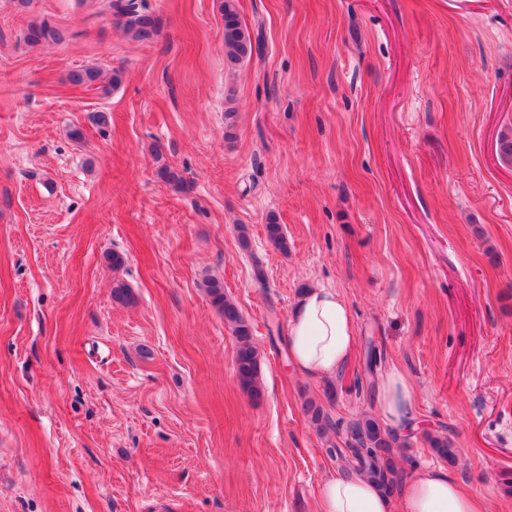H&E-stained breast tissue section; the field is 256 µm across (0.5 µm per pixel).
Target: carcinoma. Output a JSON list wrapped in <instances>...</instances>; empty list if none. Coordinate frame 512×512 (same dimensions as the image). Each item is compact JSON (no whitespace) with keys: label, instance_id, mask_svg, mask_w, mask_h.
<instances>
[{"label":"carcinoma","instance_id":"carcinoma-1","mask_svg":"<svg viewBox=\"0 0 512 512\" xmlns=\"http://www.w3.org/2000/svg\"><path fill=\"white\" fill-rule=\"evenodd\" d=\"M119 23L133 38L151 40L157 35L160 21L157 16L139 9L136 0H111ZM224 56L228 67L234 68L253 52L261 49V37L253 36L239 17L238 0H224ZM26 40L32 44L60 42L63 34L45 22L28 28ZM204 287L212 304L224 316V322L232 330L236 340L235 366L238 381L244 391L254 397L260 396L261 383L258 351L253 344L250 324L240 314L237 306L224 295V285L216 278L205 280ZM112 298L120 304L133 301L130 287L121 279L113 281ZM303 411L321 433L334 430L324 406L313 399H306ZM430 447L441 459L450 464L457 463L461 450L454 447L447 437L429 438ZM399 444L396 431L385 427L379 419L365 415L349 425L345 447H333L330 454L342 462H353L373 478L382 490L391 495L401 483V470L396 455Z\"/></svg>","mask_w":512,"mask_h":512}]
</instances>
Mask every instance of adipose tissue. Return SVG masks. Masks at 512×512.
<instances>
[{"instance_id":"obj_1","label":"adipose tissue","mask_w":512,"mask_h":512,"mask_svg":"<svg viewBox=\"0 0 512 512\" xmlns=\"http://www.w3.org/2000/svg\"><path fill=\"white\" fill-rule=\"evenodd\" d=\"M355 347L354 317L347 301L330 288L306 289L290 318L288 355L294 368L311 378H335L352 360ZM414 404L409 378L389 370L379 396L384 423L406 426L414 418ZM321 512H485V506L447 470L425 467L396 502L359 472L330 475L322 486Z\"/></svg>"}]
</instances>
